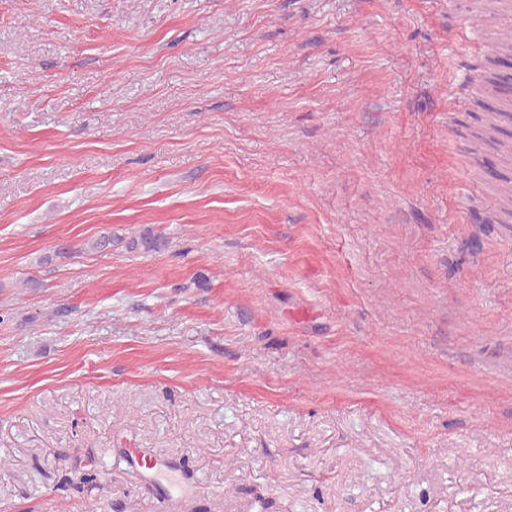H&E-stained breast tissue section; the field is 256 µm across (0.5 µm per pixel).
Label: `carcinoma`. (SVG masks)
<instances>
[{"label":"carcinoma","instance_id":"carcinoma-1","mask_svg":"<svg viewBox=\"0 0 512 512\" xmlns=\"http://www.w3.org/2000/svg\"><path fill=\"white\" fill-rule=\"evenodd\" d=\"M512 52V41L507 38H498L495 41L491 53L487 55L486 62L480 70L475 86L477 104L488 112L487 126L473 134L477 144H486L493 140L491 133L501 132L500 123L512 118V112L506 106L495 101V92L500 85L501 76L498 73L499 65L507 60ZM164 246L161 236L147 229L129 243V249L133 252L157 251Z\"/></svg>","mask_w":512,"mask_h":512}]
</instances>
